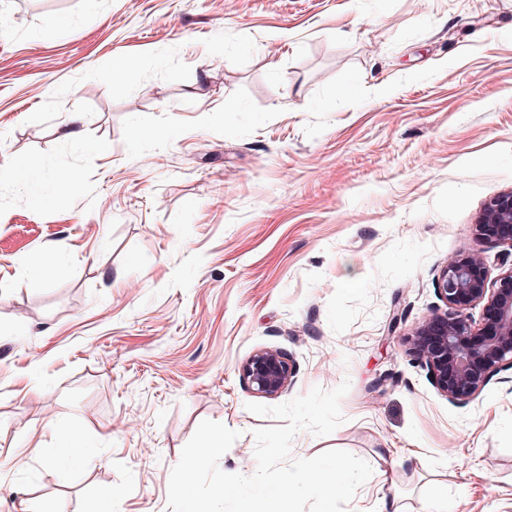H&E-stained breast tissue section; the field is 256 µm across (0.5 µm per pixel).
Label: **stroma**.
Listing matches in <instances>:
<instances>
[{
  "label": "stroma",
  "instance_id": "1",
  "mask_svg": "<svg viewBox=\"0 0 512 512\" xmlns=\"http://www.w3.org/2000/svg\"><path fill=\"white\" fill-rule=\"evenodd\" d=\"M2 163L0 512H172L204 420L254 474L263 349L279 403L349 382L291 448L371 466L345 512H512V368L454 404L408 342L448 262L512 268L474 234L512 192V0H0ZM240 378L253 394L276 398L293 381L295 365L289 355L278 350H259L239 368ZM59 439L56 453L64 456H71L73 448L81 442L83 436L78 428L68 423H60L56 428Z\"/></svg>",
  "mask_w": 512,
  "mask_h": 512
}]
</instances>
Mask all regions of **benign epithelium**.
I'll return each mask as SVG.
<instances>
[{
  "label": "benign epithelium",
  "mask_w": 512,
  "mask_h": 512,
  "mask_svg": "<svg viewBox=\"0 0 512 512\" xmlns=\"http://www.w3.org/2000/svg\"><path fill=\"white\" fill-rule=\"evenodd\" d=\"M486 224L512 228V192L489 201L475 225L477 236ZM438 286L446 310L416 327L410 350L442 396L465 404L482 392L494 373L512 367V268L491 282L482 254L474 251L441 269ZM479 305L480 323L472 314ZM239 374L251 393L276 398L292 383L295 365L281 351L259 350L242 363Z\"/></svg>",
  "instance_id": "obj_1"
}]
</instances>
